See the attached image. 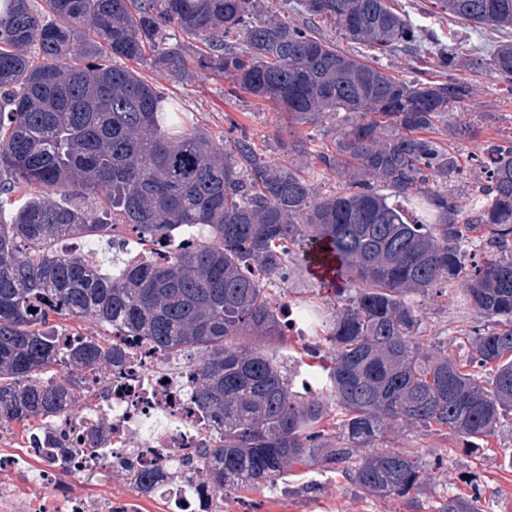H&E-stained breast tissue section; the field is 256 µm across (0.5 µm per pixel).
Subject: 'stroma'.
Returning <instances> with one entry per match:
<instances>
[{"label": "stroma", "instance_id": "35a3bbf8", "mask_svg": "<svg viewBox=\"0 0 512 512\" xmlns=\"http://www.w3.org/2000/svg\"><path fill=\"white\" fill-rule=\"evenodd\" d=\"M397 9L413 24L434 33L440 42L461 46L464 54L487 50L498 42L512 38L508 31L474 30L459 18L435 15L430 0H397ZM135 70L153 82L166 97L175 100L183 117L211 136L246 133L263 154L272 161L293 163L313 174L323 194L341 189L333 171L321 166L315 155L284 153L281 142L293 137L312 136L314 146L332 144L348 123L346 116L326 114L316 122L289 126L274 103L244 92L228 94L227 82L211 76H197L173 82L157 71L153 54H146L134 65ZM455 77L468 82L471 96L462 107V118L476 135L453 154L459 171L449 177L447 186L459 198L462 219H470L479 198L476 189L485 174L475 162L486 145L512 139V84L488 71L474 72L458 67ZM462 282H455L445 296L416 294L411 303L422 319L431 345L448 347L462 357L467 348L463 333L486 321L468 307L462 296ZM288 301L300 298L317 305L322 318H331L336 310L335 296L327 293L316 279L306 275L291 276L286 284ZM394 446L413 450L424 466H436L434 480L421 488L412 500L369 497L339 472L311 471L294 467L286 483L274 488L260 487L249 491L228 490L224 493V512H259L269 503L288 508L289 512H435L445 499L460 497L476 500L481 512H512V415L489 439L487 447L471 449L454 438L432 435L416 427H400L391 434ZM80 492L88 497H112L132 500L136 512H164L163 501L148 494L132 495L126 481L108 484L84 483Z\"/></svg>", "mask_w": 512, "mask_h": 512}]
</instances>
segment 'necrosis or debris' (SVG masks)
I'll return each mask as SVG.
<instances>
[{"mask_svg": "<svg viewBox=\"0 0 512 512\" xmlns=\"http://www.w3.org/2000/svg\"><path fill=\"white\" fill-rule=\"evenodd\" d=\"M165 241L150 249L140 246L129 225L112 227V253L125 266L160 263L176 249ZM112 345L122 353L119 367L90 372L74 370L83 386L79 408L46 428L50 439L61 441L72 461L71 482H63L56 458L47 456L19 492L16 474L25 472L26 459L0 452V512H129L108 497L79 494L77 484L112 481L130 471H154L159 478L152 492L168 512H210L218 496L193 463L212 434L196 405L199 377L192 355H163L146 337L116 328ZM97 435L101 453L82 458L90 435Z\"/></svg>", "mask_w": 512, "mask_h": 512, "instance_id": "4bbe7bcc", "label": "necrosis or debris"}]
</instances>
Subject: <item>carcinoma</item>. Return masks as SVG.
I'll return each instance as SVG.
<instances>
[{"mask_svg":"<svg viewBox=\"0 0 512 512\" xmlns=\"http://www.w3.org/2000/svg\"><path fill=\"white\" fill-rule=\"evenodd\" d=\"M30 0L0 3V427H43L81 398L72 368L121 361L111 337L57 336L50 316L119 326L168 355L192 353L195 400L213 426L200 450L219 492L271 488L295 466L341 471L380 499L434 479L390 432L417 426L479 448L512 413V141L490 147L486 202L461 223L441 188L456 158L432 136L473 138L450 106L470 97L450 77L411 81L381 61L425 40L392 0H296L306 19L273 14L269 0ZM439 15L476 29H512V0H432ZM329 23L351 50L319 32ZM156 47L174 80L217 75L231 89L275 103L288 125L356 112L332 149L317 151L344 172L342 190L322 195L310 173L275 163L241 134L164 126L156 86L120 61ZM437 65L456 66L433 42ZM475 65L512 82V41ZM393 194H382L376 185ZM16 189L29 193L12 198ZM76 190L112 207L149 242L204 237L163 264L105 271L63 256L58 240L91 241L108 224L71 203ZM488 248L466 263L463 244ZM333 272L332 322L302 346L299 384L285 377L288 337L281 295L288 263ZM459 277L464 300L489 322L470 332L464 359L425 347L410 296ZM59 366L61 373L51 370ZM376 452L353 461L354 449ZM438 512H479L450 497Z\"/></svg>","mask_w":512,"mask_h":512,"instance_id":"obj_1","label":"carcinoma"}]
</instances>
